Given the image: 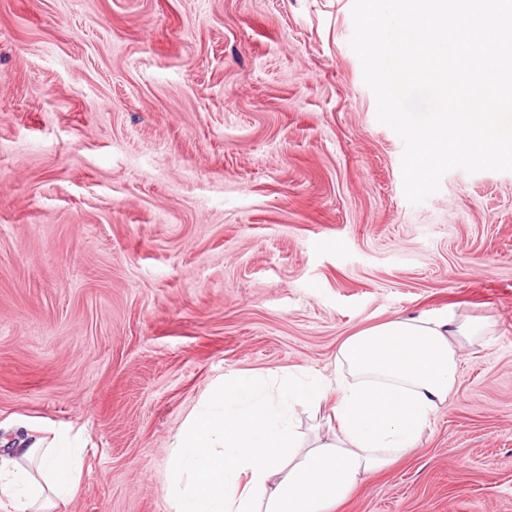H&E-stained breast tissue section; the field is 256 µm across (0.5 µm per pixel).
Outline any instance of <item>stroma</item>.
I'll use <instances>...</instances> for the list:
<instances>
[{
	"label": "stroma",
	"instance_id": "stroma-1",
	"mask_svg": "<svg viewBox=\"0 0 512 512\" xmlns=\"http://www.w3.org/2000/svg\"><path fill=\"white\" fill-rule=\"evenodd\" d=\"M353 0H0V438L85 445L62 512H173L168 449L240 371L483 319L418 448L336 512H512V172L418 205Z\"/></svg>",
	"mask_w": 512,
	"mask_h": 512
}]
</instances>
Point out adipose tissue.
<instances>
[{
  "mask_svg": "<svg viewBox=\"0 0 512 512\" xmlns=\"http://www.w3.org/2000/svg\"><path fill=\"white\" fill-rule=\"evenodd\" d=\"M482 324L420 314L345 338L336 381L304 370L270 384L242 371L214 385L168 450L174 512H334L362 475L416 448L457 384L454 340ZM335 390L331 436L304 446L300 406ZM83 451L67 435L0 448V512H58L79 492Z\"/></svg>",
  "mask_w": 512,
  "mask_h": 512,
  "instance_id": "ef3b65f1",
  "label": "adipose tissue"
}]
</instances>
